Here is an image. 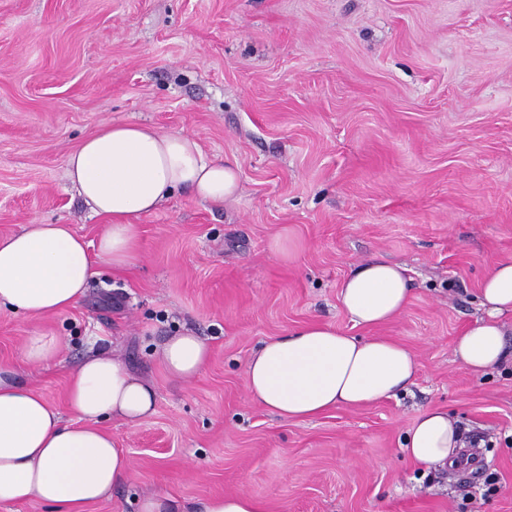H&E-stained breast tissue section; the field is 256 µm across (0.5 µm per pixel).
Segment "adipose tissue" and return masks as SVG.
Here are the masks:
<instances>
[{
	"label": "adipose tissue",
	"instance_id": "adipose-tissue-1",
	"mask_svg": "<svg viewBox=\"0 0 512 512\" xmlns=\"http://www.w3.org/2000/svg\"><path fill=\"white\" fill-rule=\"evenodd\" d=\"M66 173L90 210L108 224L89 245L67 224H30L0 237V309L29 316L63 313L89 290L97 266L120 270L139 252V219L181 189L212 205L236 198V166L207 159L191 136L134 123L103 125L66 158ZM411 294L402 264L370 259L342 279L340 303L357 325L395 319ZM485 315L458 338L455 355L467 369L485 373L506 361L503 316L512 315V261L495 265L481 288ZM172 378L190 379L208 364L210 351L186 331L160 350ZM417 368L414 355L381 336L361 339L336 327L310 323L267 341L248 360L246 386L253 401L284 419L306 420L339 406L356 407L394 395ZM64 422L57 407L0 363V504L37 501L52 512H84L110 499L132 474L127 454L100 421L135 423L155 411V392L122 361L101 351L71 373ZM463 446L444 411L414 419L404 451L412 460L448 467Z\"/></svg>",
	"mask_w": 512,
	"mask_h": 512
}]
</instances>
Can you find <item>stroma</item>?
<instances>
[{
  "mask_svg": "<svg viewBox=\"0 0 512 512\" xmlns=\"http://www.w3.org/2000/svg\"><path fill=\"white\" fill-rule=\"evenodd\" d=\"M112 122L192 136L237 164L241 191L221 207L175 192L140 219L134 265L101 269L62 314L0 310V362L63 419L94 344L155 391L152 416L103 420L132 475L85 512L241 491L265 512H512V363L476 375L454 354L486 272L512 260V0H0V236L99 239L65 160ZM371 258L409 269L379 333L415 354L412 383L305 421L253 402L266 340L313 322L367 335L338 285ZM186 330L211 357L183 381L159 352ZM41 332L62 349L34 367L23 346ZM433 408L475 442L477 471L403 454Z\"/></svg>",
  "mask_w": 512,
  "mask_h": 512,
  "instance_id": "1",
  "label": "stroma"
}]
</instances>
